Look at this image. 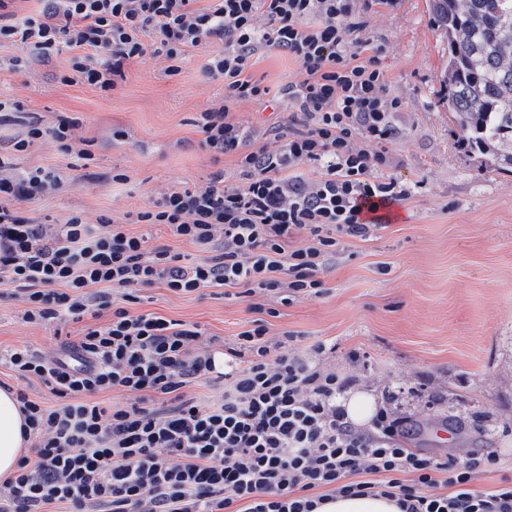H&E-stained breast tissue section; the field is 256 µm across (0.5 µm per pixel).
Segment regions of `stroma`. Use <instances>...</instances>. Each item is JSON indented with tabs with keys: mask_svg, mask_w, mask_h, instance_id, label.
I'll list each match as a JSON object with an SVG mask.
<instances>
[{
	"mask_svg": "<svg viewBox=\"0 0 512 512\" xmlns=\"http://www.w3.org/2000/svg\"><path fill=\"white\" fill-rule=\"evenodd\" d=\"M366 22L363 35L383 46L389 92L403 105L387 145L394 174L416 189L398 206L400 223L345 242L322 274L321 296L288 305L269 299L279 311L269 335L295 333L300 349L318 339L335 343L326 363L349 378L348 394H370L376 407L417 422L410 447L459 459L498 454L499 468L476 481L489 487L512 478V173L472 151L452 120L440 82L448 44L426 0H388L372 7ZM222 49L218 43L193 50L173 77L164 62L143 56L127 66L118 89L103 92L63 82L70 51L16 73L5 66L16 48L0 47V100L24 105L20 118L0 126V146L21 137L29 120L50 127L71 116L80 118L75 135L90 154L62 156L46 139L15 153L17 171L55 167L72 181L68 190L25 204L26 214L42 224L65 223L77 212L92 221L107 216L147 236L149 245L200 259L199 246L135 217L176 181L199 184L220 170L227 183H239L234 157L213 158L193 124L224 97L222 81L202 72L205 59ZM251 72L274 88L300 76L298 63L277 51L259 56ZM116 130L122 139H113ZM118 171L129 174L128 184L113 183ZM141 296L139 311L198 324L220 346L234 342L254 317L250 298L217 288L184 295L153 286ZM25 309L0 297V385L25 387L31 400L51 406L56 398L39 380L20 382L2 359L22 345L60 356L82 326L30 323ZM356 351L363 359H353ZM433 422L453 429L456 445L431 438Z\"/></svg>",
	"mask_w": 512,
	"mask_h": 512,
	"instance_id": "obj_1",
	"label": "stroma"
}]
</instances>
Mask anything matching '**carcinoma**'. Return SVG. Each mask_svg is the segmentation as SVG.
<instances>
[{
	"label": "carcinoma",
	"mask_w": 512,
	"mask_h": 512,
	"mask_svg": "<svg viewBox=\"0 0 512 512\" xmlns=\"http://www.w3.org/2000/svg\"><path fill=\"white\" fill-rule=\"evenodd\" d=\"M448 41V111L471 149L512 172V0H427Z\"/></svg>",
	"instance_id": "obj_1"
}]
</instances>
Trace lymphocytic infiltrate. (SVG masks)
<instances>
[{"label":"lymphocytic infiltrate","mask_w":512,"mask_h":512,"mask_svg":"<svg viewBox=\"0 0 512 512\" xmlns=\"http://www.w3.org/2000/svg\"><path fill=\"white\" fill-rule=\"evenodd\" d=\"M31 13L0 0V47L49 59L73 50L65 80L103 91L118 88L125 68L145 54L177 75L189 49L222 44L203 64L222 81L224 99L200 112V145L232 155L244 178L228 185L217 173L205 184L178 182L138 215L198 245L200 261L107 217L80 214L39 224L21 206L66 181L53 169L11 173L0 152V285L27 305L31 322H83L70 351L75 362L47 360L28 347L7 363L57 397L41 406L19 393L34 441L16 474L0 482V512H318L339 497H381L399 512H512V479L481 488L477 475L498 459L465 460L407 448L412 423L379 409L368 426L352 423L340 399L348 382L324 364L331 346L316 341L290 350L291 333L269 338L276 309L252 304L257 317L233 345L218 347L197 324L138 313L141 288L157 284L188 294L237 288L280 295L290 303L324 292L321 275L346 239L365 240L375 224L365 208L409 199L386 143L395 133L398 99L388 94L381 45L362 38L355 0H40ZM288 52L298 81L271 89L254 78V57ZM244 102L295 117L275 144L234 121ZM77 118L45 128L30 123L13 152L51 138L76 150ZM306 235V246L290 240ZM105 324H97L102 311ZM221 388L215 398L184 393L197 379ZM127 400L105 406L95 394Z\"/></svg>","instance_id":"obj_1"}]
</instances>
